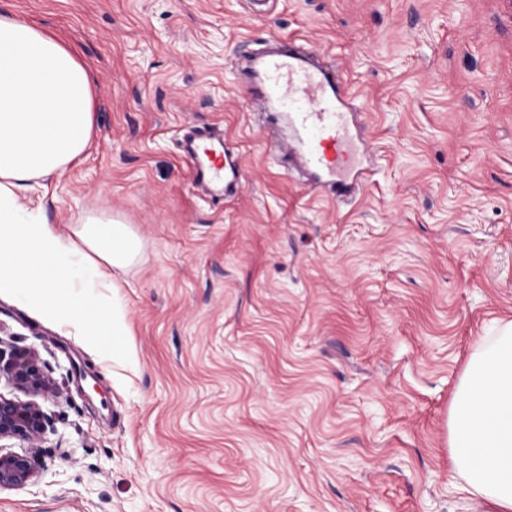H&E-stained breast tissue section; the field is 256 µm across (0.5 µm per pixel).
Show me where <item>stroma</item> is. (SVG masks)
<instances>
[{"label":"stroma","mask_w":512,"mask_h":512,"mask_svg":"<svg viewBox=\"0 0 512 512\" xmlns=\"http://www.w3.org/2000/svg\"><path fill=\"white\" fill-rule=\"evenodd\" d=\"M96 86L81 160L26 203L107 213L143 248L118 276L138 363L102 361L0 295V337L62 392L38 476L0 512H466L448 409L512 321V0H0ZM337 57L378 159L349 204L275 167L246 42ZM193 129L245 181L198 187ZM81 366L94 382L71 371Z\"/></svg>","instance_id":"1"}]
</instances>
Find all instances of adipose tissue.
I'll return each instance as SVG.
<instances>
[{"label": "adipose tissue", "mask_w": 512, "mask_h": 512, "mask_svg": "<svg viewBox=\"0 0 512 512\" xmlns=\"http://www.w3.org/2000/svg\"><path fill=\"white\" fill-rule=\"evenodd\" d=\"M94 83L69 47L0 9V291L95 351L134 364L127 310L101 304L138 258L129 224L100 214L62 230L22 203L88 148ZM448 448L478 512H512V322L472 355L448 412Z\"/></svg>", "instance_id": "obj_1"}]
</instances>
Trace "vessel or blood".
<instances>
[{
    "label": "vessel or blood",
    "mask_w": 512,
    "mask_h": 512,
    "mask_svg": "<svg viewBox=\"0 0 512 512\" xmlns=\"http://www.w3.org/2000/svg\"><path fill=\"white\" fill-rule=\"evenodd\" d=\"M238 73L251 96L287 106L291 138L275 144L270 157L275 165L308 172L325 194L339 203L359 197L369 179L365 142L352 114L357 98L348 90L341 70L318 62L305 39L269 40L268 48L242 57ZM186 152L194 167V180L204 186L223 183L233 194L240 183L238 161L213 135L193 132Z\"/></svg>",
    "instance_id": "obj_1"
}]
</instances>
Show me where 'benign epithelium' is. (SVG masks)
Here are the masks:
<instances>
[{
  "label": "benign epithelium",
  "instance_id": "benign-epithelium-1",
  "mask_svg": "<svg viewBox=\"0 0 512 512\" xmlns=\"http://www.w3.org/2000/svg\"><path fill=\"white\" fill-rule=\"evenodd\" d=\"M2 376L25 398L0 394V440H19L26 443V448L19 452H5L0 448V490L22 488L37 477L34 450L39 447L49 426L39 400L60 395L34 351L15 352L0 346Z\"/></svg>",
  "mask_w": 512,
  "mask_h": 512
}]
</instances>
